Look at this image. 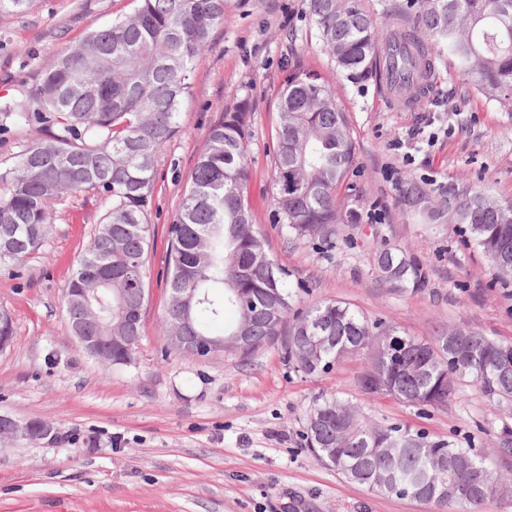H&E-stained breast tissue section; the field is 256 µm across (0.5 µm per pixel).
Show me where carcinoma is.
Segmentation results:
<instances>
[{
  "mask_svg": "<svg viewBox=\"0 0 512 512\" xmlns=\"http://www.w3.org/2000/svg\"><path fill=\"white\" fill-rule=\"evenodd\" d=\"M231 11L230 0H138L134 12L94 30L60 52L31 89L0 102V122L40 130L0 170V265L40 251L54 224L52 204L65 194L94 191L112 198L91 247L80 256L63 294L88 289L94 333L106 336L125 309L141 331L148 300L147 218L158 158L179 129L194 62ZM310 25L336 77L372 83L396 96L423 98L443 55L466 88L488 101L512 99V0H395L383 23L362 0H309ZM251 100L237 97L210 125L178 213L169 225L167 286L194 295L186 314L198 336L222 340L239 329L247 359L275 344L284 361L306 374H326L345 355L365 352V394L391 396L422 410L448 402L457 381L476 382L486 401L512 412V342L480 332L441 329L434 343L370 320L349 305L319 301L261 311L259 301L292 299L288 272L268 253L251 218L248 143ZM275 222L289 240H332L338 224H355L356 208L341 199L355 164V144L334 86L304 56L288 63L280 93L273 152ZM448 220L497 278L512 254V199L454 185ZM399 288L422 284L419 264L387 249L378 256ZM318 321L336 345L306 368L294 338ZM348 402L322 395L306 419L308 450L345 479L386 497L410 498L451 512H478L495 498L499 462L512 454L505 434L493 453L432 441L401 423L372 424Z\"/></svg>",
  "mask_w": 512,
  "mask_h": 512,
  "instance_id": "cac0c4a2",
  "label": "carcinoma"
}]
</instances>
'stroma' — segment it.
Listing matches in <instances>:
<instances>
[{
	"mask_svg": "<svg viewBox=\"0 0 512 512\" xmlns=\"http://www.w3.org/2000/svg\"><path fill=\"white\" fill-rule=\"evenodd\" d=\"M132 8V0H35L26 12L0 14V99L19 96L60 51ZM296 47L329 72L309 41L308 0H235L197 57L179 130L157 164L148 211L152 277L130 364L104 369L78 348L62 312V291L110 199L63 197L42 251L19 267H0V308L14 326L11 346L0 352V414L45 420L64 434L57 444L0 440V512H435L372 493L318 461L306 440L313 401L336 394L372 421L401 422L476 449L494 448L512 430V413L490 406L470 381L428 415L363 394L362 354L318 376L289 368L272 346L246 360L165 354L167 227L210 125L243 95L252 103L254 222L291 281L306 285L299 304L343 301L428 341L443 326L512 341V281H495L485 255L465 243L462 225L426 221L404 203L412 181L428 207H444L441 192L451 181L512 199V104L465 95L444 61L433 93L417 101L371 84L337 83L356 146L351 183L362 198L361 218L337 225L334 245L290 243L272 221L271 151L283 71ZM459 94L460 110L448 111V97ZM428 117L429 143L404 159L394 142ZM387 248L415 257L425 273L421 287L402 289L383 277L377 258Z\"/></svg>",
	"mask_w": 512,
	"mask_h": 512,
	"instance_id": "stroma-1",
	"label": "stroma"
}]
</instances>
